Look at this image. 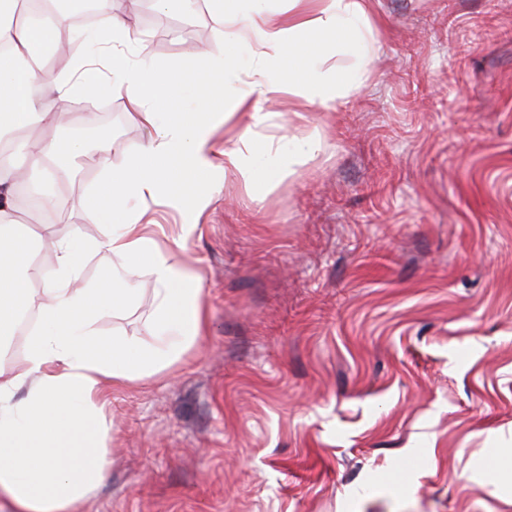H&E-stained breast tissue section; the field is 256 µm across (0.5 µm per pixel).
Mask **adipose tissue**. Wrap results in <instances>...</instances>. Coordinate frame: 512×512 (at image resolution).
<instances>
[{
    "label": "adipose tissue",
    "mask_w": 512,
    "mask_h": 512,
    "mask_svg": "<svg viewBox=\"0 0 512 512\" xmlns=\"http://www.w3.org/2000/svg\"><path fill=\"white\" fill-rule=\"evenodd\" d=\"M208 2L223 22L220 44L257 48L248 89L239 86L232 56L220 67L204 53L162 69L122 54V47H143L144 39L113 13L112 0H98L90 49L73 53L68 68L47 66L41 49L64 43V15L50 12L32 23L24 18L26 0H0V131L33 123L51 130L36 151L18 141L0 151V341L16 334L21 310L38 311L25 368L0 378V510L77 512L107 474L106 391L161 372L207 334L200 276L171 261L144 212L128 211V200L176 209L191 196L206 205L201 175L214 165V132L238 115L246 122L224 137L225 172L248 183L289 175L313 157L318 143L294 137L274 151L256 141L253 129L267 119L260 100L288 94L291 107L313 112L345 98L358 83L357 73L337 70L333 50L368 49L367 0H288L280 13L267 10L265 0H253L246 12L239 0ZM103 94L125 97L152 138L120 165L107 166L105 181L81 206L92 220L111 216L102 248L127 270L148 273L155 300L150 344L99 334V321L130 305L135 290L110 269L94 284H81L86 245L78 233L48 234L58 276L46 280L11 220L19 183L60 178L63 163L83 149L79 140L56 133L61 116L72 102ZM189 96L198 97L195 108L186 107ZM21 388L27 395L18 403Z\"/></svg>",
    "instance_id": "ef3b65f1"
}]
</instances>
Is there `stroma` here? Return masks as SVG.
Listing matches in <instances>:
<instances>
[{"label":"stroma","mask_w":512,"mask_h":512,"mask_svg":"<svg viewBox=\"0 0 512 512\" xmlns=\"http://www.w3.org/2000/svg\"><path fill=\"white\" fill-rule=\"evenodd\" d=\"M175 66L222 26L112 0ZM372 53L344 106L262 103L259 140L316 135L294 173L247 185L216 155L211 203L154 208L203 279L209 331L168 369L106 394L109 475L78 512H512V0H369ZM113 164L149 133L122 97L90 106ZM105 171L72 162L22 232L78 228ZM198 230L176 243L177 225ZM101 335L147 339L148 274Z\"/></svg>","instance_id":"35a3bbf8"}]
</instances>
